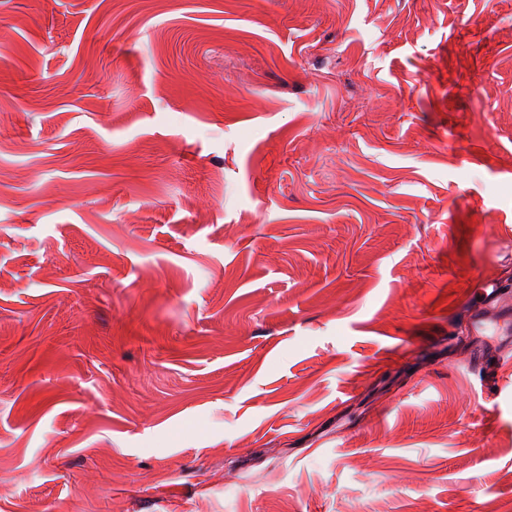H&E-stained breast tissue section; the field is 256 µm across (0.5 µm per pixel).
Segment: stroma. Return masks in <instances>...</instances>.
Wrapping results in <instances>:
<instances>
[{"instance_id": "obj_1", "label": "stroma", "mask_w": 512, "mask_h": 512, "mask_svg": "<svg viewBox=\"0 0 512 512\" xmlns=\"http://www.w3.org/2000/svg\"><path fill=\"white\" fill-rule=\"evenodd\" d=\"M0 126V512H512V0H0Z\"/></svg>"}]
</instances>
